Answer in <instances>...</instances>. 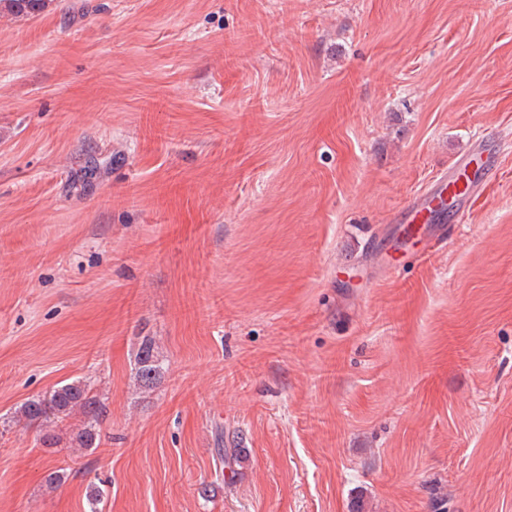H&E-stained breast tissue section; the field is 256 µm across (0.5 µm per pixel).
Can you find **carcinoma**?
<instances>
[{
  "mask_svg": "<svg viewBox=\"0 0 512 512\" xmlns=\"http://www.w3.org/2000/svg\"><path fill=\"white\" fill-rule=\"evenodd\" d=\"M45 0H0V10L15 15H29L41 10ZM136 372L143 387L151 389L162 373L154 354V341H142L136 354ZM105 405L89 378L74 380L27 401L19 411L20 418L40 428V443L50 448L57 444L55 428L73 417L80 418L75 444L82 449L96 448L101 437Z\"/></svg>",
  "mask_w": 512,
  "mask_h": 512,
  "instance_id": "cac0c4a2",
  "label": "carcinoma"
}]
</instances>
